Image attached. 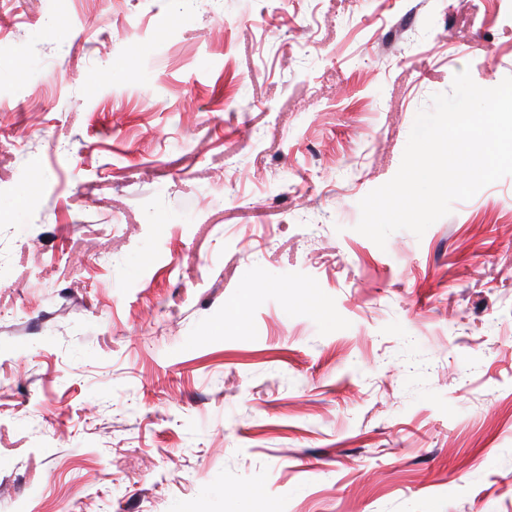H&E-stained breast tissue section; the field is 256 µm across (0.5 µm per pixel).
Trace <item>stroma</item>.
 Wrapping results in <instances>:
<instances>
[{"mask_svg": "<svg viewBox=\"0 0 512 512\" xmlns=\"http://www.w3.org/2000/svg\"><path fill=\"white\" fill-rule=\"evenodd\" d=\"M0 512H512V176L356 232L512 0H5Z\"/></svg>", "mask_w": 512, "mask_h": 512, "instance_id": "stroma-1", "label": "stroma"}]
</instances>
